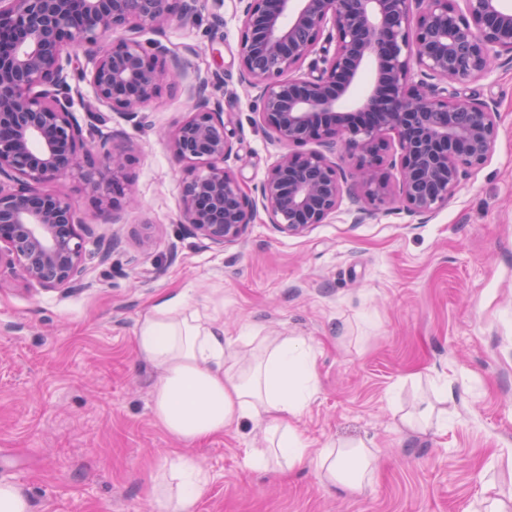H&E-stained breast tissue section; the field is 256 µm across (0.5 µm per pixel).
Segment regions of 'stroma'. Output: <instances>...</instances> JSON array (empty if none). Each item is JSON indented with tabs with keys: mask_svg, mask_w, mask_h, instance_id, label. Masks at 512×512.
I'll return each instance as SVG.
<instances>
[{
	"mask_svg": "<svg viewBox=\"0 0 512 512\" xmlns=\"http://www.w3.org/2000/svg\"><path fill=\"white\" fill-rule=\"evenodd\" d=\"M241 15L240 0H198L187 18L142 31V42L161 41L184 63L176 91H162L141 124L78 82V123L133 148L127 175L140 207L98 212L83 184L65 178L57 191L95 218L83 285L45 292L0 270V481L23 489L30 512H159L153 479L184 457L210 477L195 512H482L487 499L512 512V58L467 82L496 108L498 138L432 218L395 202L363 215L346 198L325 223L288 236L260 209L241 240L217 247L178 223L189 166L167 136L208 78L206 96L235 127L226 166L257 194L280 148L240 80ZM112 235L118 243L100 262L96 239ZM176 291L223 312L241 357L250 336L303 338L318 382L298 429L315 449L369 443L372 483L342 493L310 464L252 468L262 420L191 448L159 426L157 374L133 335L153 300ZM442 393L447 417L401 427L403 412Z\"/></svg>",
	"mask_w": 512,
	"mask_h": 512,
	"instance_id": "obj_1",
	"label": "stroma"
}]
</instances>
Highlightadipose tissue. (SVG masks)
Segmentation results:
<instances>
[{"label": "adipose tissue", "mask_w": 512, "mask_h": 512, "mask_svg": "<svg viewBox=\"0 0 512 512\" xmlns=\"http://www.w3.org/2000/svg\"><path fill=\"white\" fill-rule=\"evenodd\" d=\"M134 346L158 374L153 418L184 446L222 436L240 420L258 419L266 423L268 445L252 449V467L268 468L277 456L292 468L314 464L321 481L342 492L369 484L373 453L365 442L315 452L296 428L317 382L304 340L257 337L250 360L241 362L224 337L220 314L201 311L180 292L158 298L140 317ZM171 477L176 487L163 482L156 489L163 512H195L208 490V474L183 458Z\"/></svg>", "instance_id": "1"}]
</instances>
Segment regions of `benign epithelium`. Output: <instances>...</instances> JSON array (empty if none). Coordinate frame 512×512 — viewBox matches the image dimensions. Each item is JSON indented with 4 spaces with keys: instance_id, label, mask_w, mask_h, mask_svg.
<instances>
[{
    "instance_id": "obj_1",
    "label": "benign epithelium",
    "mask_w": 512,
    "mask_h": 512,
    "mask_svg": "<svg viewBox=\"0 0 512 512\" xmlns=\"http://www.w3.org/2000/svg\"><path fill=\"white\" fill-rule=\"evenodd\" d=\"M238 68L257 90L252 112L284 149L255 198L225 167L235 131L224 107L199 96L172 133L189 163L178 223L216 246L242 238L257 208L276 230L300 236L336 213L343 195L376 210L396 200L429 217L448 206L498 138L490 103L460 91L512 56V10L501 0H243ZM417 5L412 11L411 4ZM196 0H0V268L45 291L83 283L90 222L70 197L49 190L78 176L99 210L128 189L129 155L73 116L66 67L94 98L138 118L163 88H175L181 58L138 39L195 11ZM93 60L80 69L77 49ZM374 77L354 108L365 65ZM399 181L381 175L391 142ZM318 142L330 160L297 147ZM349 161L350 172L340 162Z\"/></svg>"
}]
</instances>
